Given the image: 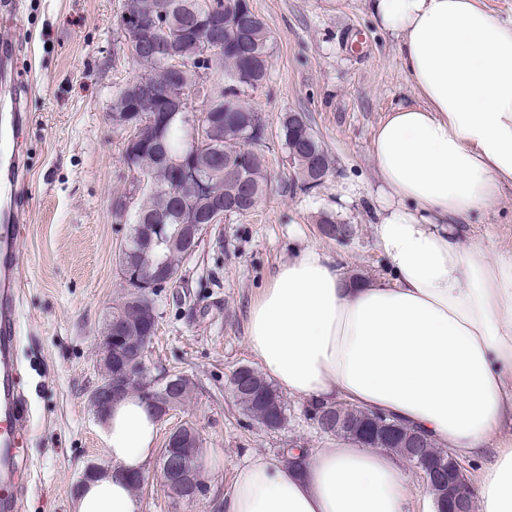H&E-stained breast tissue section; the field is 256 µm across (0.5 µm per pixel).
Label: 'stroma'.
Returning <instances> with one entry per match:
<instances>
[{
  "instance_id": "obj_1",
  "label": "stroma",
  "mask_w": 512,
  "mask_h": 512,
  "mask_svg": "<svg viewBox=\"0 0 512 512\" xmlns=\"http://www.w3.org/2000/svg\"><path fill=\"white\" fill-rule=\"evenodd\" d=\"M273 36L267 77L246 92L276 134L286 112L306 113L330 159L323 184L305 190L280 143H273L267 187L246 216L208 229L179 274L196 283L214 258L220 287L193 310H176L170 292L146 359L151 373L168 369L196 382L171 419L189 422L205 454L210 491L228 487L248 456H281L286 448H324L331 439L307 419L302 401L286 398V420L269 430L243 416L228 385L239 366H255L248 350V310L279 265L315 247L336 258L354 281L387 278L376 226L384 199L369 153L377 125L412 95L395 38L374 20L368 0H249ZM119 0H13L0 6V46L9 55L0 102L28 116L14 144L26 172L17 277L20 318L13 348L27 405L16 484L20 512H75L72 487L87 464L111 466L109 429L88 395L102 374L103 325L127 294L120 255L129 229L112 221V194L124 188L121 137L107 116L113 95L136 73L116 49ZM353 224L339 243L322 236V214ZM464 247L491 258L512 257V190L472 217ZM169 423V424H170ZM151 476L135 498L139 512H209V499L174 509L167 487Z\"/></svg>"
}]
</instances>
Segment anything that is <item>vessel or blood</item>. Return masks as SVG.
<instances>
[{"label":"vessel or blood","mask_w":512,"mask_h":512,"mask_svg":"<svg viewBox=\"0 0 512 512\" xmlns=\"http://www.w3.org/2000/svg\"><path fill=\"white\" fill-rule=\"evenodd\" d=\"M19 221L18 210L0 213V512H12L15 505L10 474L24 418L12 356L18 322Z\"/></svg>","instance_id":"obj_1"}]
</instances>
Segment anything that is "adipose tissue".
<instances>
[{
	"mask_svg": "<svg viewBox=\"0 0 512 512\" xmlns=\"http://www.w3.org/2000/svg\"><path fill=\"white\" fill-rule=\"evenodd\" d=\"M399 42L415 100L370 142L385 199L390 279L345 280L308 247L248 314L247 344L288 396L392 416L460 460L487 458L478 512H512V258L464 248L471 217L512 188V22L482 0H372ZM157 423L139 397L112 410V471L76 512H138L125 474L147 470ZM294 465L245 459L222 512H413L402 456L353 442Z\"/></svg>",
	"mask_w": 512,
	"mask_h": 512,
	"instance_id": "ef3b65f1",
	"label": "adipose tissue"
}]
</instances>
